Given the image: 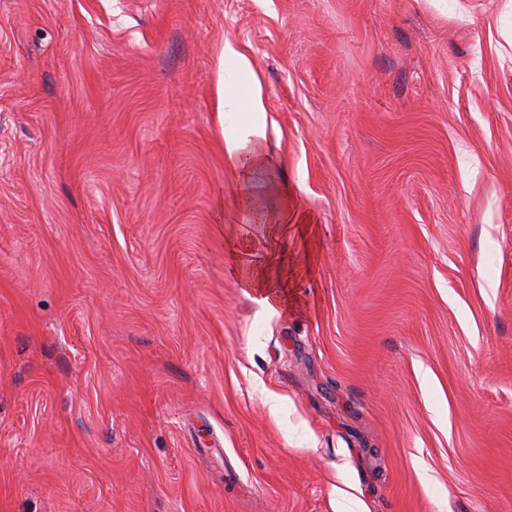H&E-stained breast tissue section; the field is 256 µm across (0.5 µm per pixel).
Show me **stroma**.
<instances>
[{
	"label": "stroma",
	"instance_id": "1",
	"mask_svg": "<svg viewBox=\"0 0 512 512\" xmlns=\"http://www.w3.org/2000/svg\"><path fill=\"white\" fill-rule=\"evenodd\" d=\"M228 40L315 218L278 316ZM0 512H512V0H0ZM258 242L246 234L229 243L231 272L237 277L241 288L253 295L263 310L281 314L295 302L294 288L298 278L308 270L311 261L309 251L303 255L288 257L282 251L269 249L262 264L255 261Z\"/></svg>",
	"mask_w": 512,
	"mask_h": 512
}]
</instances>
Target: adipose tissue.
<instances>
[{
	"label": "adipose tissue",
	"mask_w": 512,
	"mask_h": 512,
	"mask_svg": "<svg viewBox=\"0 0 512 512\" xmlns=\"http://www.w3.org/2000/svg\"><path fill=\"white\" fill-rule=\"evenodd\" d=\"M223 55L234 62L237 77L235 91L225 95L222 101L223 111L237 112L247 106L254 114L246 126L225 133L224 162L240 178L239 210L247 223L261 226L265 240L274 244L259 264L255 261L256 241L250 238L231 241V271L263 310L279 314L295 303L294 287L307 272L311 255L306 252L290 256L276 250L275 244L290 238H307L314 219L297 207L286 186L271 177L278 156L267 138L263 107L248 81L249 61L229 41L224 44Z\"/></svg>",
	"instance_id": "adipose-tissue-1"
}]
</instances>
